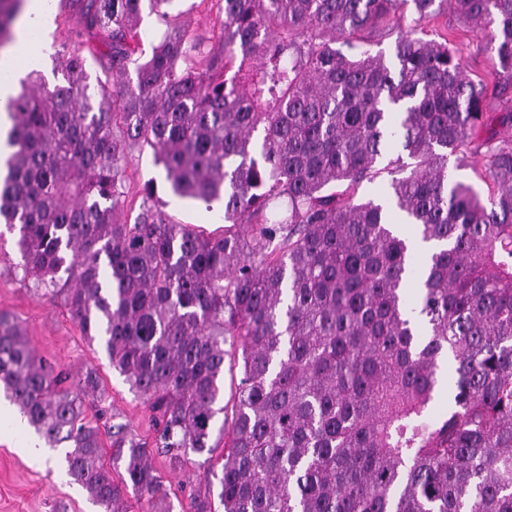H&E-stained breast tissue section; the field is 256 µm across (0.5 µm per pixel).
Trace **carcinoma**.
<instances>
[{"instance_id": "carcinoma-1", "label": "carcinoma", "mask_w": 512, "mask_h": 512, "mask_svg": "<svg viewBox=\"0 0 512 512\" xmlns=\"http://www.w3.org/2000/svg\"><path fill=\"white\" fill-rule=\"evenodd\" d=\"M23 2L0 0V47ZM172 2L70 0L62 82L20 80L0 221L19 228L22 280L106 336L171 466L224 445L223 512H512V139L494 128L512 106L488 107L512 87V0H220L224 34L197 60ZM445 4L497 57L493 93L428 38ZM145 9L164 26L147 58ZM379 24L397 29L390 61L366 49ZM84 45L135 79L91 85ZM144 145L175 196L221 203L223 233L174 221L149 183L118 220ZM480 148L484 198L448 183L449 159ZM384 169L390 206L356 200ZM226 356L241 378L218 408ZM69 380L0 313V385L68 444V475L106 512L128 488L170 512L150 450L120 423L105 453ZM189 512H214L210 493Z\"/></svg>"}]
</instances>
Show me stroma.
Masks as SVG:
<instances>
[{"label": "stroma", "instance_id": "1", "mask_svg": "<svg viewBox=\"0 0 512 512\" xmlns=\"http://www.w3.org/2000/svg\"><path fill=\"white\" fill-rule=\"evenodd\" d=\"M172 12L204 46L217 42L224 23L217 0H175ZM79 26L80 19L67 0H48L36 40L45 49L40 72L46 87L61 83V76L54 72L53 56L63 49L68 31ZM429 27L434 34L448 36L458 48L470 79L495 81L497 58L485 49L481 35L458 19L452 10L442 11L430 21ZM151 179L156 182L164 211L175 221L208 232L222 224L221 208L209 211L202 204L172 195L164 171L155 165L150 148L134 150L126 170L130 200H138L143 184ZM17 240V232L6 231L0 224V312L17 319L36 358L67 370L75 379L95 374L97 389L82 395L89 424H97L99 417L105 416L112 423L127 424L137 439L152 442V411L112 368L104 339L85 336L71 318L62 297L36 292L23 282L22 273L16 268L21 260ZM24 440V434L14 432L7 418H0V512H103L86 490L68 476L63 449L45 448L43 458L37 461L23 450ZM153 463L171 496L172 512H185L186 491H207L213 480L201 455L191 456L184 466L177 468L158 455Z\"/></svg>", "mask_w": 512, "mask_h": 512}]
</instances>
